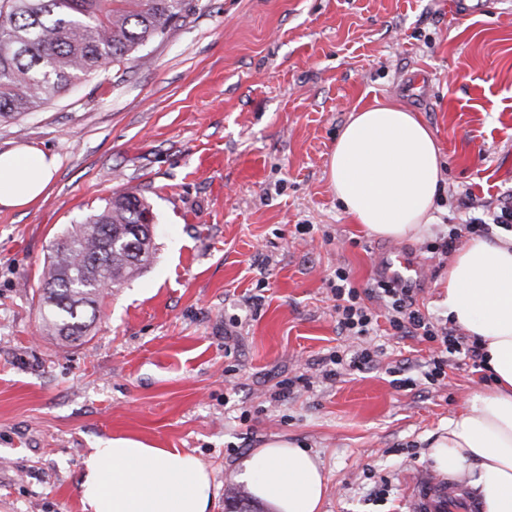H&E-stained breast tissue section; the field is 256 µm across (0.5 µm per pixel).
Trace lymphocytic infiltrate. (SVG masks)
Segmentation results:
<instances>
[{
    "mask_svg": "<svg viewBox=\"0 0 512 512\" xmlns=\"http://www.w3.org/2000/svg\"><path fill=\"white\" fill-rule=\"evenodd\" d=\"M512 227V203L494 206L490 219L472 217L464 223L454 225L439 245L441 252H448L465 235L488 232L490 226ZM336 301V331L338 335L363 339L374 332L379 318H386L395 335L421 338L436 343L437 355L430 361L424 373L425 380L437 384L446 377L449 361L454 359L481 360L483 352L478 344L468 342L458 329L434 322L423 314L417 304L414 288L392 284L383 280L367 289L356 288L345 267H337L329 280ZM380 301L381 312H374L363 302L364 297Z\"/></svg>",
    "mask_w": 512,
    "mask_h": 512,
    "instance_id": "lymphocytic-infiltrate-1",
    "label": "lymphocytic infiltrate"
}]
</instances>
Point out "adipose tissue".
<instances>
[{
  "label": "adipose tissue",
  "instance_id": "obj_1",
  "mask_svg": "<svg viewBox=\"0 0 512 512\" xmlns=\"http://www.w3.org/2000/svg\"><path fill=\"white\" fill-rule=\"evenodd\" d=\"M56 157L21 146L0 152V206L23 207L45 192ZM344 215L367 235L417 239L435 220L440 150L415 113L391 101L353 109L329 157ZM448 318L484 352L486 389L474 393L431 445L436 469L473 487L482 512H512V234L473 235L441 280ZM252 495L273 512H321L325 478L316 456L284 438L242 462ZM86 512H208V472L192 455L115 437L83 460Z\"/></svg>",
  "mask_w": 512,
  "mask_h": 512
}]
</instances>
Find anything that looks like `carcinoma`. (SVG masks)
<instances>
[{"label":"carcinoma","mask_w":512,"mask_h":512,"mask_svg":"<svg viewBox=\"0 0 512 512\" xmlns=\"http://www.w3.org/2000/svg\"><path fill=\"white\" fill-rule=\"evenodd\" d=\"M188 0H0V121L16 120L90 74L143 59L141 49L176 28ZM148 201L116 189L97 212L53 244L39 281L44 331L85 336L102 292L150 261L153 237L134 232Z\"/></svg>","instance_id":"1"}]
</instances>
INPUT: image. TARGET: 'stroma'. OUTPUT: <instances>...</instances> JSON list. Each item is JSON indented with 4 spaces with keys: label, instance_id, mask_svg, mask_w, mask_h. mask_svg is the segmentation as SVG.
I'll return each mask as SVG.
<instances>
[{
    "label": "stroma",
    "instance_id": "35a3bbf8",
    "mask_svg": "<svg viewBox=\"0 0 512 512\" xmlns=\"http://www.w3.org/2000/svg\"><path fill=\"white\" fill-rule=\"evenodd\" d=\"M143 53L0 122L1 152L59 160L42 199L0 207V512H84L82 460L115 436L198 458L210 512H228L241 461L275 436L319 457L322 512H408L430 441L484 372L457 359L429 385L434 343L384 322L373 369L324 379L346 347L328 280L344 266L370 287L371 256L397 245L423 268L420 309L445 318L449 257L425 247L465 220L453 194L512 195V0H192ZM376 97L441 150L419 241L362 235L329 184L343 125ZM119 188L153 208L152 262L105 294L82 340L42 333L53 243ZM399 367L416 386L392 385Z\"/></svg>",
    "mask_w": 512,
    "mask_h": 512
}]
</instances>
